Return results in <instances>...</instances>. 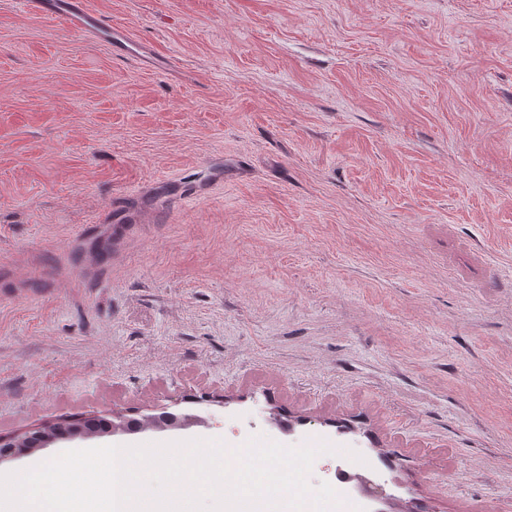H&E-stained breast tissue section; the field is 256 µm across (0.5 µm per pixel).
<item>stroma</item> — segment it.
<instances>
[{
  "label": "stroma",
  "mask_w": 512,
  "mask_h": 512,
  "mask_svg": "<svg viewBox=\"0 0 512 512\" xmlns=\"http://www.w3.org/2000/svg\"><path fill=\"white\" fill-rule=\"evenodd\" d=\"M85 3L140 54L0 0V434L192 394L82 446L323 440L310 486L383 452L392 512H512V0ZM170 409L169 406H163L153 409V412L157 413L142 415L144 426L137 432L146 429H154L158 423H162L167 428L171 429H185L205 423L204 418L192 412L190 409H176L171 411Z\"/></svg>",
  "instance_id": "35a3bbf8"
}]
</instances>
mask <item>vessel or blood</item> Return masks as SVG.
<instances>
[{
    "label": "vessel or blood",
    "mask_w": 512,
    "mask_h": 512,
    "mask_svg": "<svg viewBox=\"0 0 512 512\" xmlns=\"http://www.w3.org/2000/svg\"><path fill=\"white\" fill-rule=\"evenodd\" d=\"M34 15L61 18L67 28L77 33L110 45L112 51L121 56L134 54V40L111 23L89 13L84 0H24Z\"/></svg>",
    "instance_id": "vessel-or-blood-1"
}]
</instances>
